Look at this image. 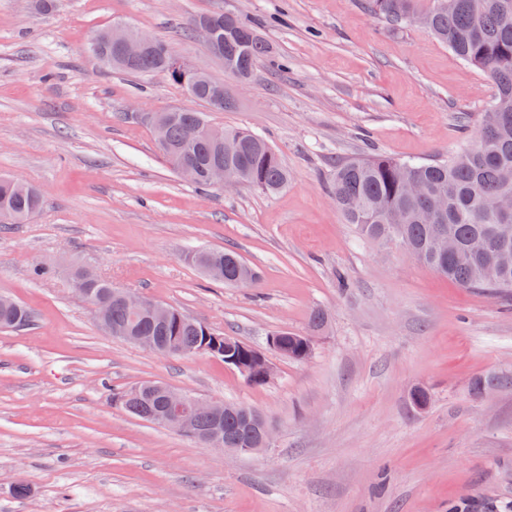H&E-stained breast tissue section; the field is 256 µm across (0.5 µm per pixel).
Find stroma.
I'll use <instances>...</instances> for the list:
<instances>
[{
	"instance_id": "35a3bbf8",
	"label": "stroma",
	"mask_w": 512,
	"mask_h": 512,
	"mask_svg": "<svg viewBox=\"0 0 512 512\" xmlns=\"http://www.w3.org/2000/svg\"><path fill=\"white\" fill-rule=\"evenodd\" d=\"M215 11L270 47L248 82L186 32ZM116 24L222 80L235 107L212 123L265 137L287 186L227 193L177 176L141 116L204 105L97 59L92 39ZM494 95L424 28L366 0H57L47 13L0 0V175L41 196L27 223L0 228V294L33 312L0 331V512H512V294L362 239L329 188L346 158L464 152ZM196 249L237 252L256 286L210 280L185 260ZM75 265L265 351L273 379L105 333ZM316 309L327 326L309 359L269 350L275 332L308 334ZM144 381L253 406L276 442L227 453L136 418L113 394Z\"/></svg>"
}]
</instances>
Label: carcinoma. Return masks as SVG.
I'll list each match as a JSON object with an SVG mask.
<instances>
[{
    "label": "carcinoma",
    "mask_w": 512,
    "mask_h": 512,
    "mask_svg": "<svg viewBox=\"0 0 512 512\" xmlns=\"http://www.w3.org/2000/svg\"><path fill=\"white\" fill-rule=\"evenodd\" d=\"M472 0H433L427 10L416 0H370L371 10L401 26L411 18H428V31L447 45L462 62L486 73L495 83L497 96L480 123V146L448 160L400 162L386 156L360 157L336 164L332 179V197L347 223L367 240L389 238L398 232L395 243H403L419 255L421 262L463 288L507 293L512 290V245L500 250L494 234L502 225L512 230V216L504 219L493 208L492 200L512 192V181L504 180V171L512 170V0H484L486 8L479 16ZM220 46L224 50V72L240 81L250 79L268 53V46L256 31L235 16L224 15ZM171 53L163 42L151 48L133 63L115 62L116 47L101 44L98 57L108 66L128 74L163 73L179 84L191 78L168 69ZM195 99L210 104L214 79L196 71ZM167 123L166 144L159 147L165 159L177 157L196 171L192 185L207 186L205 171L212 163L237 174L244 186L272 195L288 184V169L278 152L260 135L245 129L220 128L238 141V150L224 153L216 142L201 140L196 133L210 125L208 113L175 109L160 112ZM40 206L36 190L27 182L0 177V211L13 216L12 223L27 222ZM443 227L457 243L460 256L444 255L435 248L437 229ZM224 271L212 279L226 285L246 265L240 255L223 250ZM73 282L106 298L96 309L102 327L118 330L126 336L150 335L169 338L177 347L188 349L213 335L207 326L175 309L169 319L158 322L146 313H133L116 297L112 285L92 270L74 266ZM31 312L13 298L0 295V330H18L28 325ZM326 325L325 314L315 310L310 316V334L293 336L284 332L287 358L302 361L312 354L315 334ZM126 392L116 393L130 414L155 422L164 413L165 402L158 392H148L136 400H126ZM258 410L238 404H224V419L215 421L207 413L190 416L186 436L205 444L214 430L224 434L227 448L244 447L245 434L259 439Z\"/></svg>",
    "instance_id": "cac0c4a2"
}]
</instances>
